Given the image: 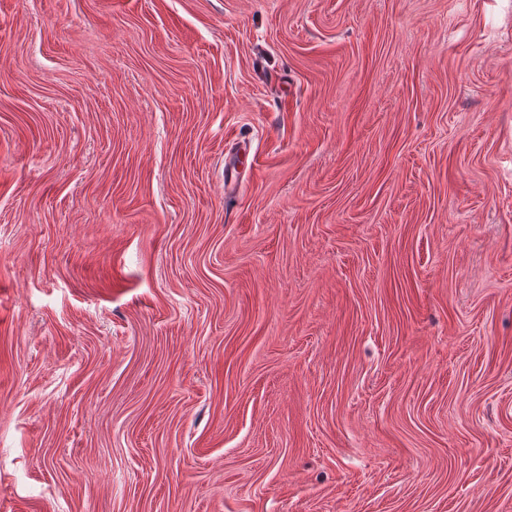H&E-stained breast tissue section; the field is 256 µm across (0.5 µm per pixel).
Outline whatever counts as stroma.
I'll list each match as a JSON object with an SVG mask.
<instances>
[{
  "label": "stroma",
  "mask_w": 512,
  "mask_h": 512,
  "mask_svg": "<svg viewBox=\"0 0 512 512\" xmlns=\"http://www.w3.org/2000/svg\"><path fill=\"white\" fill-rule=\"evenodd\" d=\"M0 512H512V0H0Z\"/></svg>",
  "instance_id": "obj_1"
}]
</instances>
